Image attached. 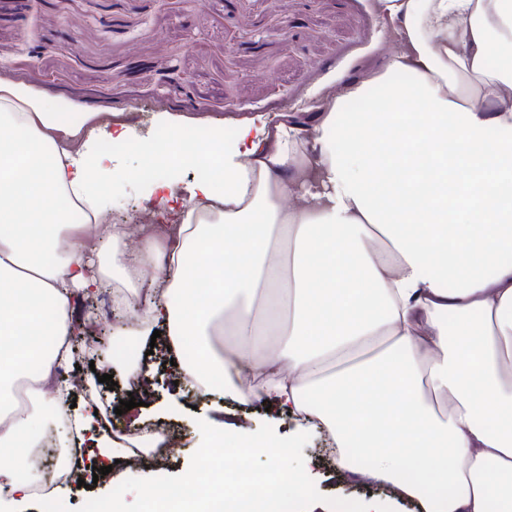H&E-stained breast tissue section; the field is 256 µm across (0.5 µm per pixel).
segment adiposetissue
<instances>
[{
	"label": "adipose tissue",
	"instance_id": "1",
	"mask_svg": "<svg viewBox=\"0 0 512 512\" xmlns=\"http://www.w3.org/2000/svg\"><path fill=\"white\" fill-rule=\"evenodd\" d=\"M384 70L327 92L302 127L256 115L211 160L169 234L111 251L71 223L132 179L102 140L43 95L0 80V449L40 444L70 350L73 298L125 272L145 325L194 346L182 374L251 365L241 398L311 417L355 477L421 512H512V0H374ZM387 112H344L371 93ZM420 112H409L410 104ZM223 263H215V255ZM30 460L0 464V500L26 506Z\"/></svg>",
	"mask_w": 512,
	"mask_h": 512
}]
</instances>
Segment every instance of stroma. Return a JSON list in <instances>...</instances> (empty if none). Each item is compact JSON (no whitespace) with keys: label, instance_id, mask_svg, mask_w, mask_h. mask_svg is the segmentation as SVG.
<instances>
[{"label":"stroma","instance_id":"35a3bbf8","mask_svg":"<svg viewBox=\"0 0 512 512\" xmlns=\"http://www.w3.org/2000/svg\"><path fill=\"white\" fill-rule=\"evenodd\" d=\"M382 27L372 0H0V79L43 94L70 116L95 112L142 134L157 132L160 112L181 116L188 130L232 132L254 115L276 119L383 70L389 48ZM102 297L93 292L82 304L95 319L83 322L80 335L104 337L107 357L147 364L156 389L148 406L119 411L129 392L126 374L97 361L94 351L74 353L71 362L87 382L113 376L99 383L104 417L126 428L135 417L161 422L157 409L169 402L180 406L170 424L185 443L181 454L158 468H135L136 476L185 472L221 406L243 433L264 423L282 437L309 433L303 454L314 461L311 477L322 494L384 498L383 489L339 473L320 423L239 399L228 374L209 388L179 378L170 352L135 339L131 318H100Z\"/></svg>","mask_w":512,"mask_h":512}]
</instances>
